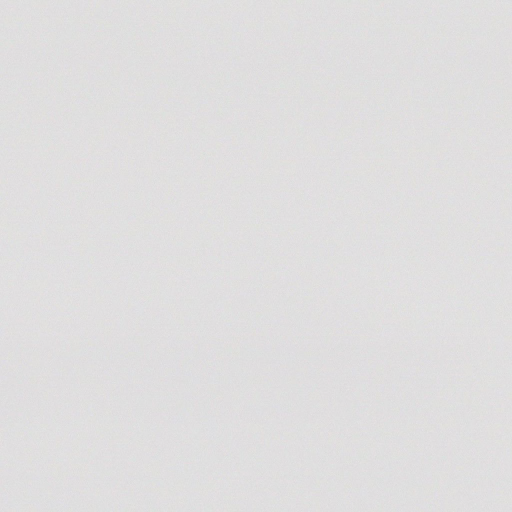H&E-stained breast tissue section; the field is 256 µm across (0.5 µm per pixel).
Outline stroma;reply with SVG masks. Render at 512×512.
Segmentation results:
<instances>
[{
    "instance_id": "35a3bbf8",
    "label": "stroma",
    "mask_w": 512,
    "mask_h": 512,
    "mask_svg": "<svg viewBox=\"0 0 512 512\" xmlns=\"http://www.w3.org/2000/svg\"><path fill=\"white\" fill-rule=\"evenodd\" d=\"M210 2L143 13L130 0H44L21 23L0 0L12 30L0 40V140L12 147L0 156V321L18 333L0 414L28 415L0 429V512H270L275 470L297 488L281 512H512L498 473L512 452V363L495 327L483 371L466 370L465 349L360 338L386 325L462 332L477 319L469 294L512 296L495 258L512 250V194L472 202L477 183L512 181V123L468 100L476 86L495 94L484 78L512 52V0L452 16L411 0L398 12L280 0L277 14ZM248 127L262 137L245 155ZM415 129L421 142L404 137ZM270 154L284 222L247 190ZM357 182L382 190L355 201ZM26 203L40 223L20 221ZM133 212L168 234L133 240ZM478 224L496 229L493 257L448 263L455 293L373 279L408 249L436 270L433 250L458 251ZM242 243L256 264H240ZM117 257L137 281L112 273ZM77 267L88 286L73 306L56 282ZM11 289L33 299L24 317ZM95 419L112 451L89 468L67 448ZM385 465L417 468L430 503L397 481L383 485L391 502L367 493ZM115 468L140 478L112 483Z\"/></svg>"
}]
</instances>
